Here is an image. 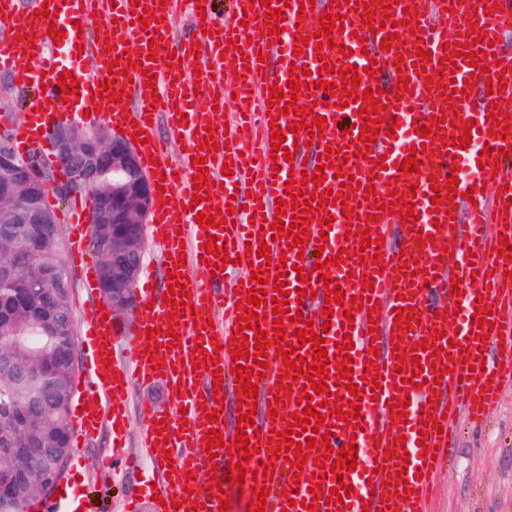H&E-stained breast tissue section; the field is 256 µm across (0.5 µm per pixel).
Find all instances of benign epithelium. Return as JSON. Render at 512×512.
Instances as JSON below:
<instances>
[{"label":"benign epithelium","mask_w":512,"mask_h":512,"mask_svg":"<svg viewBox=\"0 0 512 512\" xmlns=\"http://www.w3.org/2000/svg\"><path fill=\"white\" fill-rule=\"evenodd\" d=\"M54 160L69 172L66 182L52 188L39 168L12 152L0 153V207L15 208L22 224H36L49 235L57 223L48 204L50 191L59 196L80 189L94 193L91 233L112 237V264L98 270L96 288L112 289L110 306L115 316L131 312L143 268V249L154 206L153 187L143 172L139 155L123 139L104 127L88 129L71 123L52 129ZM112 172V185L103 181Z\"/></svg>","instance_id":"7a95c632"}]
</instances>
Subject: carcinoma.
I'll list each match as a JSON object with an SVG mask.
<instances>
[{
	"label": "carcinoma",
	"mask_w": 512,
	"mask_h": 512,
	"mask_svg": "<svg viewBox=\"0 0 512 512\" xmlns=\"http://www.w3.org/2000/svg\"><path fill=\"white\" fill-rule=\"evenodd\" d=\"M58 235L39 239L34 225L18 224L0 212V482L14 488V504L0 512H26L45 494L44 476L56 468L51 448L73 438L69 409L76 371L69 355L75 344L67 264ZM96 265L112 261V241L92 243ZM56 272L52 288L43 274Z\"/></svg>",
	"instance_id": "1"
}]
</instances>
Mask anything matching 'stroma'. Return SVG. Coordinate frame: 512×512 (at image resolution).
<instances>
[{
  "label": "stroma",
  "instance_id": "obj_1",
  "mask_svg": "<svg viewBox=\"0 0 512 512\" xmlns=\"http://www.w3.org/2000/svg\"><path fill=\"white\" fill-rule=\"evenodd\" d=\"M144 399L169 415L180 411L163 386L144 389L130 384L126 394V449L130 452L138 449L137 408ZM450 445L452 459L439 475L442 496L432 504L431 512H512V385L483 428L457 425ZM142 487L138 471L128 468L123 456H114L110 470L91 474L85 481L82 512H125L126 500Z\"/></svg>",
  "mask_w": 512,
  "mask_h": 512
}]
</instances>
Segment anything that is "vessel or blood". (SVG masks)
Returning a JSON list of instances; mask_svg holds the SVG:
<instances>
[{"label":"vessel or blood","instance_id":"vessel-or-blood-1","mask_svg":"<svg viewBox=\"0 0 512 512\" xmlns=\"http://www.w3.org/2000/svg\"><path fill=\"white\" fill-rule=\"evenodd\" d=\"M313 4L306 19H298L301 6ZM59 11L56 21L40 16L43 5ZM185 0H0V71L8 75L12 86L31 89L24 102L26 117L17 125L7 124L9 143L13 151L41 145L50 149V130L66 123L73 109L89 110V123L108 121L126 135L135 129L146 132L148 142L140 146L143 170L151 176L153 185L163 186L160 206L153 214L159 219L151 232L159 241L164 270H178L189 291L184 303L186 314H173L165 298L156 288L140 283L141 308L129 333L119 332L103 309L94 300H86L81 309L80 323L84 334V369L78 381L89 384L88 394L79 395L77 411L72 412V424L81 440H92L103 421L111 419L113 441L121 443L124 433V403L121 383L138 380L149 386L163 383L167 391L181 389L180 406L186 407V419L165 417L150 401H143L140 417L144 428V445L154 459L172 457L173 467H162L156 479L155 493L165 503H179L178 512L198 503L197 512H220V503L212 497L210 486L215 469H227L225 454L210 457L201 451L203 433L209 429L221 432L226 447H234L236 431H244L254 456L246 468L247 482L252 488H267L265 512H308L313 501V487L329 493L333 482L328 473L329 461L314 463L317 449H310L311 459L304 468H297L273 457L274 445L269 441L271 430L285 431L286 418L302 413L297 399L301 383H294L292 392L275 400V386L283 362L275 353L274 327L268 314L272 304H265L266 319L259 328L266 330L265 351H250L244 365L250 379L259 387L258 398H239L232 370L230 337L238 329L236 305L248 294L249 264H237L245 254L250 234L259 232L272 258H283V266L268 267L270 280L264 290H272V277L287 273L292 295L287 298L289 309L300 310L304 320L322 333L324 349L329 359L326 385H334V372L344 357L353 360L351 375L359 380L362 408L360 425L347 433L345 420L321 408L325 422L319 432L330 435L332 446L354 443L358 449L355 470L344 473L343 482L352 486L350 505L322 503L320 512H363V504H373L378 512H427L432 496L436 469L434 460L450 457L447 432L459 418L470 423L482 422L498 404L499 388L512 381V262L499 260L500 237L512 242V197L506 189L512 186V134L506 138L491 136L492 125L512 127V56L502 55L501 38L512 30V0H374V12L364 16L362 6L349 5L348 0H273L271 6L252 4L251 0H233V10L224 23L212 16V0H205L202 15L192 18L193 34L177 35L175 23L182 14ZM283 11L285 32L279 38L268 33L269 9ZM341 16L342 33L336 34L337 49L304 46L303 40L318 32L322 13ZM157 17V28L136 25V17ZM96 19L98 38L78 34L77 24ZM371 19L374 31L361 36L364 19ZM247 28H240V21ZM418 23L419 32H410L409 23ZM478 25L483 41H474L469 32ZM66 32L68 46L79 45L95 56L93 70L73 71L78 82L77 95H64L58 78L64 64L55 54L56 42L50 36L51 26ZM237 31V44L251 63L240 81L229 84L224 80L221 53L227 46L230 31ZM397 32L398 40L383 48V33ZM476 43L486 53L487 65L502 63V76L488 77L473 71L467 59L456 57L458 43ZM430 59H423V52ZM195 56L198 70L186 68L188 56ZM455 56L454 71L440 70L443 57ZM153 57V72L157 76L160 104L146 101L141 69L123 76L112 71V60L122 62L139 57ZM377 64L376 77L364 69ZM333 69L334 81H341L340 68L351 65L361 68V83L355 86V99L346 108H339L338 98L328 90L318 89L322 65ZM308 67L310 89L298 93V106H313V115L327 119L325 137L294 134L288 124L297 122L292 113L270 121L267 112L269 90L275 82H289L290 67ZM408 77L406 88H399L400 77ZM474 77L462 96L459 111H452L450 100L443 93L451 81ZM115 82L117 88L132 93V111L123 110L111 102L109 112H92L91 98L100 93L101 83ZM380 87L383 106L399 119L395 135L378 134L376 144L365 147L358 126L359 108H371L364 90ZM214 94L219 105L235 103L232 118L213 109H198L200 95ZM186 113H179V106ZM164 120L171 137L187 134L186 149L179 157H171L166 140L149 130L152 120ZM470 125L472 136L467 149L444 146V137L455 135L462 125ZM434 126L430 137L421 135V128ZM285 132L286 146L292 147L293 160L271 158V132ZM349 137H342V130ZM216 142H229V149L219 151L205 147L207 136ZM424 146L419 155V171L404 172L400 165L411 154L412 147ZM505 148L508 157L494 160L485 147ZM202 155L208 179L214 188H196L197 169L192 164L195 155ZM384 159L385 169L373 162ZM341 171H334V164ZM325 166L327 184L332 188L333 204L326 210L333 225L321 228L318 221L307 224L303 245L304 255L290 250L287 239L274 238L276 198L284 197L289 180H302L303 174H314L317 166ZM459 166L464 177L457 192H450L447 180L452 166ZM355 180L357 187L346 190L345 182ZM375 185L376 196H366L365 188ZM440 188L442 203L431 200L433 188ZM399 197L391 209H376V201L389 200V190ZM411 203H404V195ZM210 197L212 204L221 206L223 227L202 230L197 222L204 204L194 203V196ZM457 204L456 213L445 210V200ZM93 202L90 196L80 197L74 207L68 239V251L73 264L83 275L94 272V263L86 252L89 234V214ZM353 208L361 216L360 225L350 224L343 216V207ZM411 207L417 216L416 225H408L400 211ZM376 213V222L366 221L368 213ZM370 229L371 244L362 245L357 228ZM422 229L423 240H416L415 229ZM225 236L230 248L227 257L208 253L209 237ZM342 254L331 276L344 290L349 301L334 307L325 315V288L313 279L315 249ZM367 252L368 262L358 260ZM381 255L383 263L374 266L372 255ZM374 276L373 289H366L364 279ZM458 286L459 297H451V286ZM305 287L309 296L299 298L296 288ZM363 296L361 310H354L352 297ZM413 309L418 320L414 327H400L395 322L396 309ZM490 312L494 324L487 341H479L478 327L473 326L476 312ZM180 336L178 345H170L168 329ZM350 340V354L337 351L339 341ZM116 353L111 367L112 376H105L100 353L102 349ZM420 356L423 369L417 386H404L395 392L393 376L396 365L413 369V356ZM213 361L221 370L223 384L214 389L211 371L200 366V358ZM265 358L264 372H254L257 358ZM374 361L379 372L377 381L363 377L367 361ZM379 384L378 393H371L372 384ZM407 402L406 415H398L388 406L392 396ZM232 405L235 415L253 413V421L235 427L227 422L213 425L205 418L206 409L217 404ZM404 437L406 454L396 453L397 437ZM273 464L275 472L264 475L265 464ZM298 488V505H290L289 490Z\"/></svg>","mask_w":512,"mask_h":512}]
</instances>
